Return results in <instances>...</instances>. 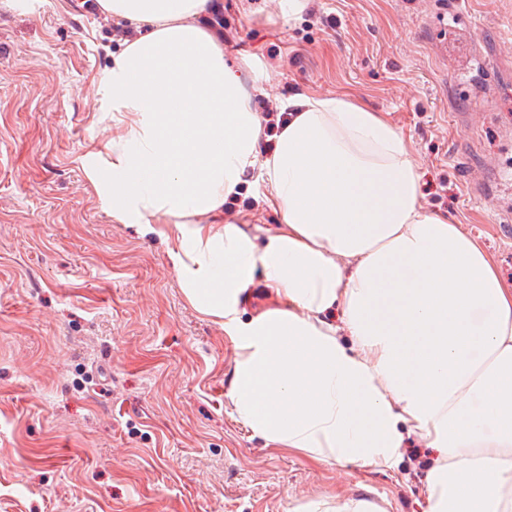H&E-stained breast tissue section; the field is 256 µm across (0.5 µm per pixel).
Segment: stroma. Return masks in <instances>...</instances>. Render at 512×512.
<instances>
[{
    "instance_id": "1",
    "label": "stroma",
    "mask_w": 512,
    "mask_h": 512,
    "mask_svg": "<svg viewBox=\"0 0 512 512\" xmlns=\"http://www.w3.org/2000/svg\"><path fill=\"white\" fill-rule=\"evenodd\" d=\"M251 106L347 95L385 113L422 173L421 201L512 281V212L467 174L512 166V0H213L201 19ZM92 0H0V512H425L434 452L396 464L266 446L225 391L234 349L185 298L166 245L101 202L111 144L102 72L126 46ZM259 65L251 72L242 63ZM220 220L274 231L242 189Z\"/></svg>"
}]
</instances>
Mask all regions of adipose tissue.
<instances>
[{
	"label": "adipose tissue",
	"mask_w": 512,
	"mask_h": 512,
	"mask_svg": "<svg viewBox=\"0 0 512 512\" xmlns=\"http://www.w3.org/2000/svg\"><path fill=\"white\" fill-rule=\"evenodd\" d=\"M99 2L141 32L100 77L116 130L103 202L163 238L186 298L233 343L237 422L363 466L414 437L436 452L428 512H512V282L422 206L401 133L304 94L261 153L263 118L196 23L210 0ZM253 171L281 216L262 239L210 221ZM258 279L271 303L247 318Z\"/></svg>",
	"instance_id": "obj_1"
}]
</instances>
